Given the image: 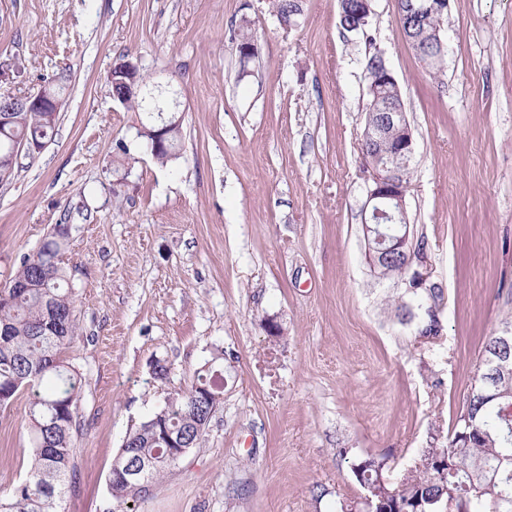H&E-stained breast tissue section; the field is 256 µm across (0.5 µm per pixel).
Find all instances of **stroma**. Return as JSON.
Masks as SVG:
<instances>
[{
    "label": "stroma",
    "instance_id": "stroma-1",
    "mask_svg": "<svg viewBox=\"0 0 512 512\" xmlns=\"http://www.w3.org/2000/svg\"><path fill=\"white\" fill-rule=\"evenodd\" d=\"M300 4L288 29L272 0H0V95L67 78L54 140L0 184V289L55 225L72 227L61 266L78 334L63 358L81 379L80 430L64 512L358 505L354 465H410L463 409L486 338L512 323V0H450L437 76L397 0H372L363 34L341 27L338 0ZM242 23L257 48L245 66L230 33ZM375 54L414 137L406 209L441 290L433 343L398 320L396 285L365 258ZM123 58L180 92L168 163L141 150L139 114L112 99ZM208 363L224 402L200 446L115 506L126 433ZM28 404L24 391L0 408V495L27 471Z\"/></svg>",
    "mask_w": 512,
    "mask_h": 512
}]
</instances>
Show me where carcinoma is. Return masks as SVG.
I'll list each match as a JSON object with an SVG mask.
<instances>
[{"mask_svg":"<svg viewBox=\"0 0 512 512\" xmlns=\"http://www.w3.org/2000/svg\"><path fill=\"white\" fill-rule=\"evenodd\" d=\"M273 5L279 19H296L298 0H273ZM339 10L343 29L365 31L357 0H348ZM416 25L421 37L415 52L429 68L441 70L445 54L431 43L439 18L426 15ZM157 105V100L144 94L128 99L126 108L148 116ZM55 126L54 120L32 115L15 125L12 137H0V150L14 138L45 144L52 140ZM71 230L69 224L56 225L36 255L21 262L13 281H36L40 287L0 290V408L10 405L22 390L31 394L29 469L8 497H0V512H59L69 478L75 473L73 437L80 381L61 357L77 330L72 291L64 285L60 266ZM424 291L428 298H438L434 285L419 288L409 297L423 309L416 335L430 341L442 335L444 326L439 315L429 313L432 306L425 305ZM484 352L507 357L508 366L487 380L475 379L446 443L432 436L430 446L420 449L411 465L391 477L383 474L384 463L374 459L354 465L364 498L380 512H512V353L501 348L496 334L487 338ZM214 373L213 368L199 371L190 389L168 401L166 418L152 416L126 435L109 475L113 498L124 504L145 497L143 482H154L179 463L175 449L159 448L151 438L165 434L200 444L204 433L194 430L206 405L196 401V396L200 389L216 383ZM465 414L473 422L467 430L458 424ZM143 462L147 470L132 474Z\"/></svg>","mask_w":512,"mask_h":512,"instance_id":"carcinoma-1","label":"carcinoma"}]
</instances>
